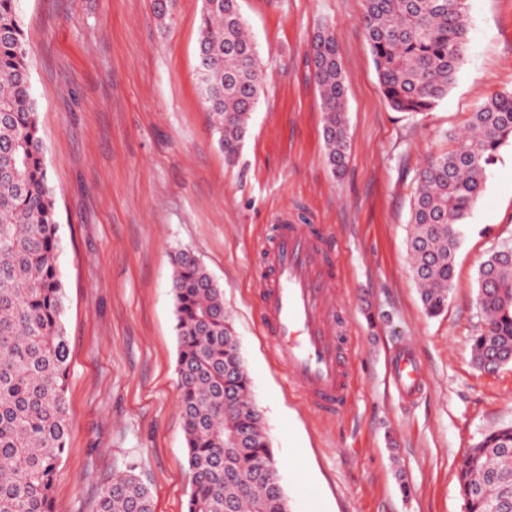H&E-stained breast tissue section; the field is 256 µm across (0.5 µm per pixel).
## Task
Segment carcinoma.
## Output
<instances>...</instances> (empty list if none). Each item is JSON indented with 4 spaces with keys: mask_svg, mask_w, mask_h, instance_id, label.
Segmentation results:
<instances>
[{
    "mask_svg": "<svg viewBox=\"0 0 512 512\" xmlns=\"http://www.w3.org/2000/svg\"><path fill=\"white\" fill-rule=\"evenodd\" d=\"M361 24L389 106L431 110L448 94L469 42L467 0H364ZM238 0H202L197 77L213 138L236 162L266 74ZM324 112L326 158H348L347 78L333 31L312 44ZM512 140V92L471 113L449 148L429 156L411 204L408 249L425 313L440 315L454 283L461 226L488 169ZM55 199L44 159L29 50L18 0H0V512H53L52 489L67 452L69 341ZM493 250L478 271L483 325L472 337L476 367L512 363V259ZM179 407L192 491L187 512H290L279 469L251 393L224 290L190 250L172 260ZM465 512H502L512 502V426L467 449L459 472ZM98 512H153L151 490L132 472L99 496Z\"/></svg>",
    "mask_w": 512,
    "mask_h": 512,
    "instance_id": "carcinoma-1",
    "label": "carcinoma"
}]
</instances>
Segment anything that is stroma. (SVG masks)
Wrapping results in <instances>:
<instances>
[{"instance_id": "1", "label": "stroma", "mask_w": 512, "mask_h": 512, "mask_svg": "<svg viewBox=\"0 0 512 512\" xmlns=\"http://www.w3.org/2000/svg\"><path fill=\"white\" fill-rule=\"evenodd\" d=\"M20 0L30 48L70 346L69 449L54 512H97L101 487L135 469L154 512L191 491L176 372L172 254L192 250L224 289L290 512H464L467 448L512 424V364L471 356L477 274L512 242V142L461 227L448 306L427 316L407 251L426 156L476 106L512 90V0H468L470 42L447 96L424 114L382 95L360 24L363 0H239L267 80L249 134L226 164L198 94L202 0ZM332 28L347 77L349 155L333 173L308 52ZM323 226L345 274L350 390L336 414L293 386L261 332L263 250L279 216ZM416 352L425 385L393 391L389 357Z\"/></svg>"}]
</instances>
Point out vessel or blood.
I'll use <instances>...</instances> for the list:
<instances>
[{
  "instance_id": "obj_1",
  "label": "vessel or blood",
  "mask_w": 512,
  "mask_h": 512,
  "mask_svg": "<svg viewBox=\"0 0 512 512\" xmlns=\"http://www.w3.org/2000/svg\"><path fill=\"white\" fill-rule=\"evenodd\" d=\"M338 279V265L329 261L309 227L281 225L265 251L262 328L291 382L327 414L341 410L349 393L346 333L336 325ZM391 378L401 397L421 391L422 367L412 350L394 354Z\"/></svg>"
}]
</instances>
